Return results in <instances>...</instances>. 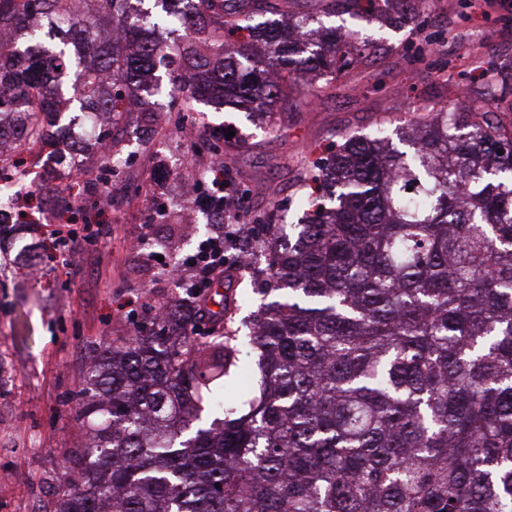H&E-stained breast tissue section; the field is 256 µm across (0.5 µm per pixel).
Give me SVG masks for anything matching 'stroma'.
Here are the masks:
<instances>
[{
  "mask_svg": "<svg viewBox=\"0 0 512 512\" xmlns=\"http://www.w3.org/2000/svg\"><path fill=\"white\" fill-rule=\"evenodd\" d=\"M406 7L415 25L341 9L329 17L362 40L361 54L331 89L283 97L275 130L229 108L193 113V121L247 142L231 165L251 189L245 212L273 209L278 223H297L302 176L329 143L390 135L460 91L484 97L512 85V0H408ZM426 44L433 53L424 64L418 50ZM112 136L140 146L134 166L116 167L111 207L89 214L105 232V248L23 264L19 245L0 246V512H39L46 503V480L60 475L77 440L64 396L79 386L91 347L125 335L142 304L177 297L164 263L186 259L213 233L206 216L181 199L208 160L194 157L177 131L144 126L136 113ZM189 220L197 237L183 234Z\"/></svg>",
  "mask_w": 512,
  "mask_h": 512,
  "instance_id": "stroma-1",
  "label": "stroma"
}]
</instances>
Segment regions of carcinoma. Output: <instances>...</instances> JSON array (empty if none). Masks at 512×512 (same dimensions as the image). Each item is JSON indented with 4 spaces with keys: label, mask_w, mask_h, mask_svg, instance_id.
Here are the masks:
<instances>
[{
    "label": "carcinoma",
    "mask_w": 512,
    "mask_h": 512,
    "mask_svg": "<svg viewBox=\"0 0 512 512\" xmlns=\"http://www.w3.org/2000/svg\"><path fill=\"white\" fill-rule=\"evenodd\" d=\"M0 0V181L64 136L63 107L153 120L169 70L180 125L218 99L271 116L283 79L305 97L353 64L293 0ZM181 6L162 45L151 29ZM123 33L108 38L100 19ZM497 98L416 118L400 150L350 135L310 168L303 224H253L259 247L188 306L145 304L95 350L70 398L83 440L46 480L44 512H512V126ZM229 144L195 145L220 163ZM503 153H497V150ZM112 130L77 138L55 200L66 223L112 204ZM264 299L236 326L244 278ZM258 392L224 402L242 360Z\"/></svg>",
    "instance_id": "carcinoma-1"
}]
</instances>
